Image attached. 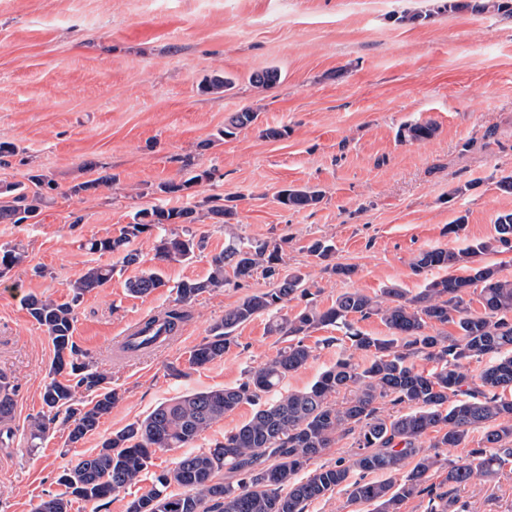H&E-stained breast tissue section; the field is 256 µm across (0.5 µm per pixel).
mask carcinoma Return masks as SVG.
Returning <instances> with one entry per match:
<instances>
[{"label":"carcinoma","mask_w":512,"mask_h":512,"mask_svg":"<svg viewBox=\"0 0 512 512\" xmlns=\"http://www.w3.org/2000/svg\"><path fill=\"white\" fill-rule=\"evenodd\" d=\"M257 119L247 110L235 113L221 138L233 129ZM437 127L430 121L405 126L403 137L411 141L432 139ZM204 170L179 182H164L158 190L181 197L195 184L211 180ZM29 181L38 191L30 194L21 183L0 184V223L20 224L39 215L46 195L55 189L41 175ZM320 190L308 186L279 191L278 201L289 209L317 206ZM197 206L166 208L155 205L138 210L132 221L111 237L91 238L84 248L91 253H110L123 266L138 262L131 244L155 228L179 224L155 240V258L163 263L192 260L204 248L192 224ZM512 246V212L498 215L495 236L461 249L435 247L420 251L412 262L416 274L434 269L448 276L432 279L417 294L406 296L389 286L381 297L346 291L335 302L319 309L308 301L294 315L282 313L285 303L311 295L299 270H284L282 242L244 239L233 234L224 250L213 255L208 276L177 285L175 304L160 316H151L122 345L126 353L148 349L176 334L188 317L185 306L200 294L230 282L244 281L260 271L270 288L246 297L224 311L196 346L190 364L203 367L224 358L236 344L233 333L243 323L265 315L269 332L288 338V346L269 361L251 368L245 381L224 388L190 392L157 406L144 419L128 424L105 438L91 455L63 470L58 483L66 493L49 495L34 512H69L71 499L98 503L140 481L153 455L166 448H190L211 425L242 404L256 406L252 417L209 450L183 455L174 466L155 476L147 493L133 500L127 512H306L311 501L348 489L351 500L375 506L374 512H399L414 496L428 497L427 512H466L467 505L446 491L426 485L428 473L438 463L439 448H458L469 434L480 429L483 447L475 450L478 463L462 461L448 467V486L457 490L479 475L494 480L512 460V280L498 276L485 256ZM24 259L16 245L0 248V277ZM116 265L88 268L68 284L70 300L58 302L28 295L25 306L43 327L54 349L49 381L43 392L46 407L28 425L31 445L60 423L72 443L95 432L111 413L116 393L104 389L106 375L86 362L73 340L75 306L85 294L112 281ZM166 286L160 272L149 270L125 282L132 296H145ZM477 292L480 310L472 309L470 291ZM377 316L390 331L372 336L354 328L353 317ZM451 324L454 331L443 330ZM345 329L350 348L363 353L359 364L351 356L338 358L307 389L278 393L289 375L312 357L305 338L317 329ZM422 356L433 364L425 371L413 359ZM489 358L476 378L464 361ZM95 391L91 405L78 408L73 399L78 389ZM15 393L0 377V443L9 444L14 432L7 423L15 410ZM391 405L395 412H385ZM351 440L352 460L321 465L305 477L298 474L339 441ZM411 469H406L408 461ZM382 473V481L367 479ZM183 489L174 493L171 487Z\"/></svg>","instance_id":"cac0c4a2"}]
</instances>
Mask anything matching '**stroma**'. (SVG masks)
Masks as SVG:
<instances>
[{
    "label": "stroma",
    "instance_id": "obj_1",
    "mask_svg": "<svg viewBox=\"0 0 512 512\" xmlns=\"http://www.w3.org/2000/svg\"><path fill=\"white\" fill-rule=\"evenodd\" d=\"M446 0H0V183L42 174L52 180L38 218L0 223V246L23 248L25 261L0 278V373L15 385L10 447H0V512H33L61 493L63 469L92 454L105 437L187 392L241 383L275 357L279 337L255 317L236 332L224 358L204 367L190 355L225 310L265 291L262 275L205 292L164 345L136 356L120 352L134 323L173 305L181 281L206 277L224 248V227L209 209L233 207L245 238L284 240L286 267L306 274L318 307L346 291L379 295L387 286L416 294L424 277L411 263L430 247L462 248L494 235L512 194L498 183L512 175V14L459 10ZM418 22H410V15ZM274 68L277 83L258 86L254 72ZM232 79L203 90L205 80ZM256 112L255 124L217 140L231 114ZM431 121L436 135L401 138L408 124ZM287 128L279 139L268 128ZM213 171L195 185L196 226L207 237L191 262L159 265L152 235L133 243L137 264L80 300L74 340L118 395L99 429L78 443L50 429L40 447L27 444L30 417L44 410L54 351L26 310L27 294L63 302L66 285L111 254L83 244L117 234L133 213L164 205L159 184L187 171ZM98 180L73 193L74 185ZM310 186L324 197L306 210L277 201L281 189ZM464 218L461 237L449 224ZM331 240L333 263L351 277L324 271L307 248ZM162 267L165 288L127 293V279ZM329 327L307 337L308 364L284 382L301 390L345 354ZM184 372L170 376L169 366ZM183 449L158 451L139 482L96 507L74 501L70 512H126L155 473ZM459 496L468 512H512V464L494 481L475 478Z\"/></svg>",
    "mask_w": 512,
    "mask_h": 512
}]
</instances>
